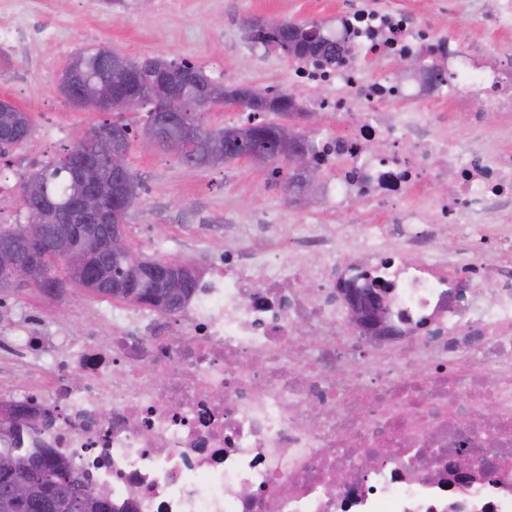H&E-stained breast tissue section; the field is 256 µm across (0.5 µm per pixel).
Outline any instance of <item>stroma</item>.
Here are the masks:
<instances>
[{
	"label": "stroma",
	"mask_w": 512,
	"mask_h": 512,
	"mask_svg": "<svg viewBox=\"0 0 512 512\" xmlns=\"http://www.w3.org/2000/svg\"><path fill=\"white\" fill-rule=\"evenodd\" d=\"M339 0H0V99L34 123L31 139L0 158V224L27 221L20 184L34 164L52 159L69 145L77 127L96 125L100 115L71 104L59 82L68 62L86 48L106 47L139 60H187L215 80L285 88L288 60L249 43L243 24L251 18L331 22ZM129 169L142 190L126 217V232L142 256L189 261L201 280L212 266L206 251L224 249V227L260 224L269 238L291 224L335 229L338 217L313 202L293 203L271 167L247 162L189 168L140 141L129 151ZM122 303L80 288L59 296L24 289L0 300V362L22 363L9 337H105L112 312Z\"/></svg>",
	"instance_id": "obj_1"
}]
</instances>
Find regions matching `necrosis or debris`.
I'll list each match as a JSON object with an SVG mask.
<instances>
[{"label":"necrosis or debris","mask_w":512,"mask_h":512,"mask_svg":"<svg viewBox=\"0 0 512 512\" xmlns=\"http://www.w3.org/2000/svg\"><path fill=\"white\" fill-rule=\"evenodd\" d=\"M425 3L468 28L422 24ZM508 34L512 0H345L333 32L343 63L289 65L297 110L349 125L308 137L321 166L346 165L319 201L396 216L359 225L367 261L320 225L293 224L278 263L269 248L226 243L164 334L136 312L102 340L26 337L47 375L19 399L46 417L25 447L66 457L114 512H512V260L487 262L464 234L438 248L431 231L512 221ZM402 56L439 78L388 74ZM442 97L446 112L413 107ZM399 101L410 110L390 112ZM455 112L466 138L440 128ZM440 181L446 195L430 198ZM413 194L428 206L403 209ZM407 248L427 260L404 263ZM307 250L327 263L303 264ZM365 272L389 288L396 336L338 326L336 283Z\"/></svg>","instance_id":"1"}]
</instances>
